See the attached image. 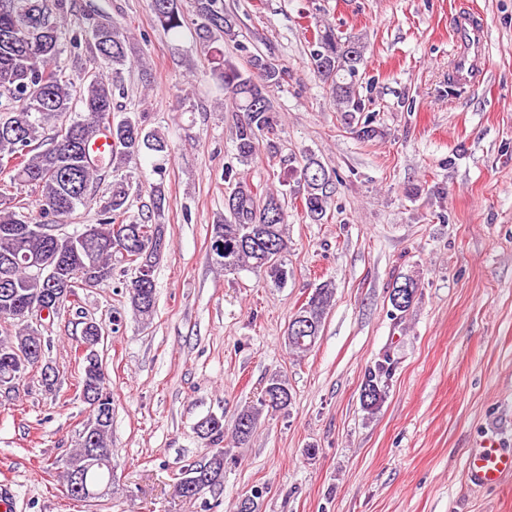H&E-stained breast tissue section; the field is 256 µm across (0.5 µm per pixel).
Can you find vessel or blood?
Wrapping results in <instances>:
<instances>
[{"label": "vessel or blood", "instance_id": "obj_1", "mask_svg": "<svg viewBox=\"0 0 512 512\" xmlns=\"http://www.w3.org/2000/svg\"><path fill=\"white\" fill-rule=\"evenodd\" d=\"M487 27L481 18L463 15L453 31L455 81L462 85L482 82L488 72ZM467 479L478 486L496 487L512 476V448L505 447L499 433H491L471 452L466 464Z\"/></svg>", "mask_w": 512, "mask_h": 512}]
</instances>
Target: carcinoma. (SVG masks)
Listing matches in <instances>:
<instances>
[{
    "instance_id": "obj_1",
    "label": "carcinoma",
    "mask_w": 512,
    "mask_h": 512,
    "mask_svg": "<svg viewBox=\"0 0 512 512\" xmlns=\"http://www.w3.org/2000/svg\"><path fill=\"white\" fill-rule=\"evenodd\" d=\"M196 31L207 44L208 73L224 89V100L236 113L234 126L238 163L248 164L259 145V137L271 134L277 127L276 108L270 92L286 82L288 68L263 54L249 56L241 69L224 55V44L238 42L239 23L235 14L224 7L223 0H195ZM156 22L167 32L184 27L186 16L178 0H152ZM72 13L71 0H0V161L15 160L6 170L9 180L0 182V319L11 320L10 327L0 332V385L6 378L21 372L6 356L33 345L43 348L40 333L23 323L21 301L50 289L47 282L30 274L22 263L7 265L3 256L19 250L31 259L52 256L58 260L61 296L52 314L57 315L67 301L76 295L69 284V271L90 266L101 282L112 279L114 261L149 262L148 287L133 279L126 287L133 312L149 321L155 312L156 289L152 270L167 248L164 225L159 218L164 210L165 195L159 188L152 193V214L125 222L131 189L129 178L112 180L107 198L101 205V219L94 237L79 242L81 234H22L32 224L21 214L24 204L15 191L29 187L37 194L36 206L42 224H60L80 205L97 198L99 173L108 168L118 170L142 151L163 153L166 140L155 130L146 129L144 114L135 113L116 118V95L124 94L123 70L132 53L131 41L112 18L96 7L86 14L89 21L86 52L90 62L101 66L92 73L83 72L75 82L60 65L63 39L81 47L82 31L65 32ZM310 58L317 77L327 85L337 111L349 120L368 110L370 97L361 94L359 71L365 65L364 45L358 37H342L325 23H315ZM76 117L69 118L71 113ZM112 139V152L106 157L88 151V144L99 121ZM53 131L50 146L43 147L47 131ZM363 140L378 136L373 116L353 127ZM295 181L302 187L303 213L313 223L327 214L336 191L338 175L309 155L293 168ZM224 181L230 191L224 198L227 215L213 225L209 240V257L236 273L245 268L260 269L277 287L288 281L284 253L288 251V210L281 190L260 196L254 192L233 166L224 169ZM335 283L321 282L309 299L292 316L286 341L289 352L301 354L314 347L324 320L333 306ZM390 355L367 370L360 390V403L369 415L376 414L386 398L384 380L392 374ZM95 396L100 399L93 409L96 421L84 429L80 447L63 460L65 482H71L70 469L82 465L73 495L82 500L112 484V472L99 462L86 458L91 450L99 455L112 453L109 436L112 429V390L104 380L96 382ZM292 394L288 381L279 375L270 377L252 403L241 409L235 419L231 438L237 446L246 445L254 435L259 417L288 410ZM198 434L210 446L207 457L188 465L176 483L179 497L195 500L213 492L224 483V464L230 450L224 448V418L209 416L197 426Z\"/></svg>"
}]
</instances>
